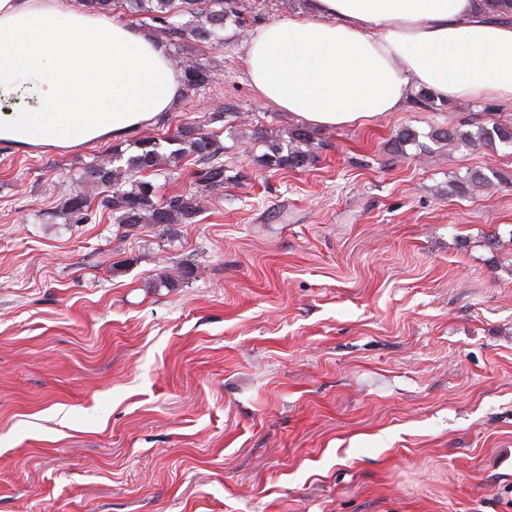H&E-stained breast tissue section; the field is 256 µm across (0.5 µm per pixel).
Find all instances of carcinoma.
Segmentation results:
<instances>
[{
  "label": "carcinoma",
  "mask_w": 512,
  "mask_h": 512,
  "mask_svg": "<svg viewBox=\"0 0 512 512\" xmlns=\"http://www.w3.org/2000/svg\"><path fill=\"white\" fill-rule=\"evenodd\" d=\"M104 13L118 8L132 15H142L159 28L177 48L185 41L198 43H224V26L232 22L238 26L253 25L261 20L256 6L244 7L241 0H82ZM187 21H182V18ZM203 21H198V18ZM185 83L192 88L203 87L212 81L211 71L194 61L184 66ZM420 134L411 127L400 128L391 138L398 153H405L409 145H419ZM434 142H461L472 147L499 146L512 148V124L494 122L480 125L474 131H462L456 126L434 127L428 134ZM265 152L259 165L266 172L298 170L314 165L318 159L317 147L309 130L300 127L291 132L288 142L264 137ZM136 152L127 156L114 146L107 161H96L82 171L81 178L100 188L89 197L84 193L65 194L62 212L69 224H87L98 214L112 215L118 229L129 234L141 224L167 227L171 224H194L202 213L206 197L224 194V185L241 178V174H227L224 145L216 135L195 122H186L167 138L168 150L160 141L145 138L135 141ZM192 157L197 189L193 192L159 196V187L153 178L183 169V160ZM501 172L470 169L448 181V195L467 196L476 189L496 183H506ZM194 270L182 266L179 275L162 277L155 286L178 288L192 278Z\"/></svg>",
  "instance_id": "cac0c4a2"
}]
</instances>
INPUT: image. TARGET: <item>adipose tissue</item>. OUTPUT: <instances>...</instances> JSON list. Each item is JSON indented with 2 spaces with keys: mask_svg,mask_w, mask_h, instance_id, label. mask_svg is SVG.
<instances>
[{
  "mask_svg": "<svg viewBox=\"0 0 512 512\" xmlns=\"http://www.w3.org/2000/svg\"><path fill=\"white\" fill-rule=\"evenodd\" d=\"M309 18L265 25L244 48L257 95L297 122L353 125L400 111L414 91L512 103V22L480 0H310ZM0 141L74 150L156 126L180 103L182 71L143 29L77 0H0Z\"/></svg>",
  "mask_w": 512,
  "mask_h": 512,
  "instance_id": "ef3b65f1",
  "label": "adipose tissue"
}]
</instances>
